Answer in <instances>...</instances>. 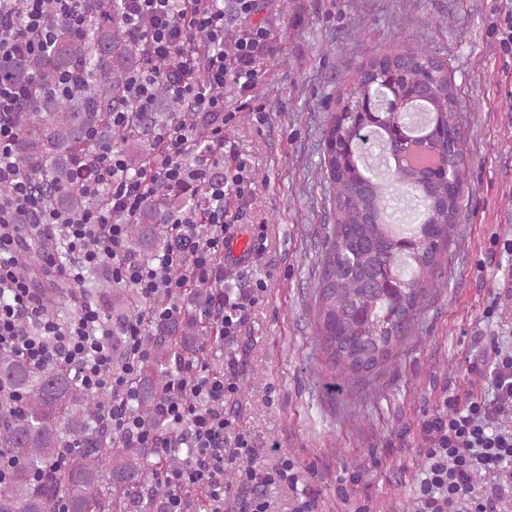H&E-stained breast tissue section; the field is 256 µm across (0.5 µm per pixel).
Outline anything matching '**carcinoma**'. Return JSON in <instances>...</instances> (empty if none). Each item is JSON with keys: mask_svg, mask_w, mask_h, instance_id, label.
Returning a JSON list of instances; mask_svg holds the SVG:
<instances>
[{"mask_svg": "<svg viewBox=\"0 0 512 512\" xmlns=\"http://www.w3.org/2000/svg\"><path fill=\"white\" fill-rule=\"evenodd\" d=\"M84 31L70 28L46 9L55 27V42L22 58L0 62L11 82L34 92L21 112L15 145L17 165L28 173L41 205L80 214L106 199L92 201L81 189L88 176L84 167L91 144L124 146L127 161L138 166L148 149L136 135L112 132L111 114L126 104L125 81L140 61L136 45L122 21L121 0H82ZM395 66L407 79L391 89L382 84V71ZM79 69L86 83L62 95V73ZM402 111L385 112L375 123L345 130L336 113L328 114L324 137L328 186L336 206V224L327 231L321 272L315 289V335L330 369L345 380L368 385L384 372L410 335L424 298L439 287L435 273L457 230L459 189L464 164V137L458 113L463 111L449 78L439 72L437 59L420 49L371 60L351 83L347 97L375 103L387 95ZM422 100L429 126L420 138L405 141L423 146L431 137L444 139L448 167L455 185L437 175L422 178L417 166L388 145L394 120L405 121L412 104ZM384 154L387 177L363 164L365 145ZM406 195L418 210L415 224H396L390 207ZM186 206L178 193L158 185L127 228L126 248L133 256L166 248V225ZM108 289L112 311L121 317L136 307L128 288ZM211 330L188 317L152 324L146 336L149 355L133 383L137 390L134 413L149 429L166 431L159 414L171 362L183 352L197 351ZM13 393L16 403L0 408V450L13 457L5 482L0 483V512H143L163 506L152 484L151 449L122 448L119 437L103 418L109 396L80 387L62 365L38 370L0 350V389ZM75 445L62 471H49L60 449ZM108 481L111 491L99 494Z\"/></svg>", "mask_w": 512, "mask_h": 512, "instance_id": "1", "label": "carcinoma"}]
</instances>
